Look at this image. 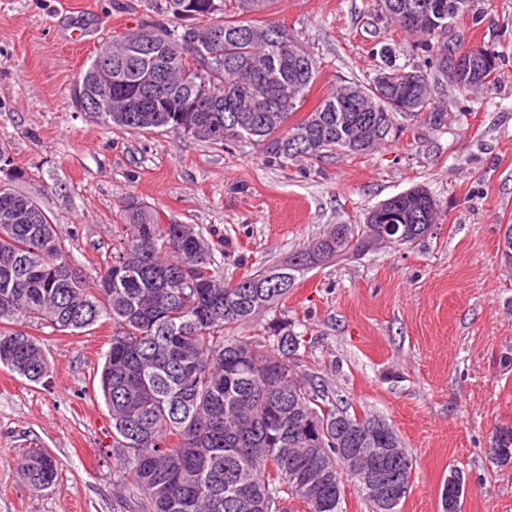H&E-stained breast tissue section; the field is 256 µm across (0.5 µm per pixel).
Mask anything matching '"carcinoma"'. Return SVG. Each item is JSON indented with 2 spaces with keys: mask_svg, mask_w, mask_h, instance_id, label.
Returning <instances> with one entry per match:
<instances>
[{
  "mask_svg": "<svg viewBox=\"0 0 512 512\" xmlns=\"http://www.w3.org/2000/svg\"><path fill=\"white\" fill-rule=\"evenodd\" d=\"M272 0H166L177 25H150L153 42L127 57L112 51V68L124 72L135 88L171 44L190 43L202 26L222 27L212 47L190 50L172 61L177 83L161 93L160 112L96 110L104 125L143 133L173 131L221 148H261L282 166L320 162L336 154L369 155L403 134L399 118L418 117L440 131L448 114L433 96L436 80L448 82V23L457 24L463 4L472 0H377L380 15L400 25L396 7L426 13L433 22L414 30L411 46L423 66L393 64L386 90L378 79L350 82L295 118L319 73V60L276 23V40L255 39L251 29L264 20L241 19L264 12ZM470 52L489 62L482 85L496 79L499 56L491 46ZM203 88L206 99L224 111L182 112L189 93ZM209 116L220 128L210 136L199 130ZM27 174L0 178V213L35 212L33 223L0 220V311L12 313L0 324V364L40 383L49 372L41 339L30 328L82 333L102 320L114 331L98 378L112 425V456L127 474L136 512H346L336 484L348 480L379 512L365 483L336 466V447H350L338 427L344 416L358 429L379 421L361 448H401L395 428L375 412L349 413L328 384L297 374L305 339L283 318L266 323L265 336H239L237 330L275 310L308 271L341 256L362 252L363 241L387 220L404 225L412 244L424 237L425 212L434 197L422 187L416 200L394 198L386 210L368 211L362 224H330L285 263L246 273L226 282L211 269L212 248L190 224L163 222L161 210L134 196L122 211L126 236L112 247L111 261L89 276L75 266L65 240L56 232L53 213L38 194L16 184ZM494 428L489 458L501 467L512 463V429ZM331 453L310 451L313 441ZM20 469L34 489H46L58 462L31 448ZM315 476L319 497L309 501L298 485ZM464 481L448 476L443 512H460Z\"/></svg>",
  "mask_w": 512,
  "mask_h": 512,
  "instance_id": "1",
  "label": "carcinoma"
}]
</instances>
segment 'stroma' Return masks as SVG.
<instances>
[{
    "instance_id": "1",
    "label": "stroma",
    "mask_w": 512,
    "mask_h": 512,
    "mask_svg": "<svg viewBox=\"0 0 512 512\" xmlns=\"http://www.w3.org/2000/svg\"><path fill=\"white\" fill-rule=\"evenodd\" d=\"M266 17L320 61L302 116L343 82L373 77L380 42L419 61L376 0H274ZM146 21L172 23L165 0H0V144L28 175L19 190L47 185L41 202L73 263L91 274L110 261L130 195L200 229L214 271L232 281L425 187L440 208L433 234L312 269L281 310L306 340L301 371L349 409L386 417L412 454L400 512H442L454 470L466 481L461 512H512V465L487 455L495 426L512 423V264L500 249L512 224V0H474L459 21L467 45L496 49L499 72L489 88H448L447 129L410 120L376 153L285 168L256 147L106 126L73 106L71 86L99 45ZM111 334L108 321L76 335L40 330L42 384L0 365V512H135L117 491L125 475L92 385ZM30 448L61 463L41 492L18 469Z\"/></svg>"
}]
</instances>
